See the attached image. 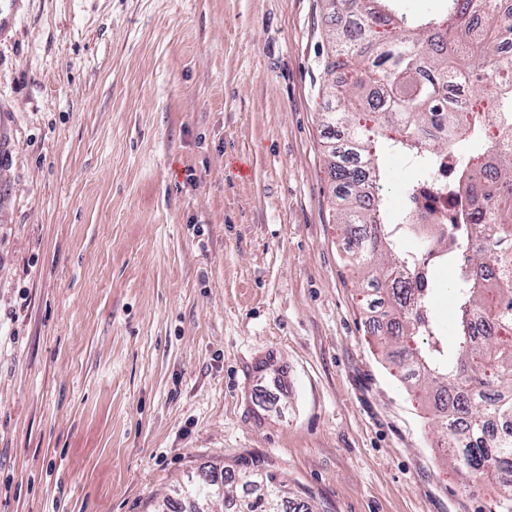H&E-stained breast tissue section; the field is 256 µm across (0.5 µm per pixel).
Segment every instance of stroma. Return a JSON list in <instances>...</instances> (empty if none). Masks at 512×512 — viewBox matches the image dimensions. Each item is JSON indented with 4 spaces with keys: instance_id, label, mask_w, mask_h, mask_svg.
I'll return each mask as SVG.
<instances>
[{
    "instance_id": "obj_1",
    "label": "stroma",
    "mask_w": 512,
    "mask_h": 512,
    "mask_svg": "<svg viewBox=\"0 0 512 512\" xmlns=\"http://www.w3.org/2000/svg\"><path fill=\"white\" fill-rule=\"evenodd\" d=\"M324 28L321 0H25L0 39V512H152L251 458L316 512H494L368 331Z\"/></svg>"
}]
</instances>
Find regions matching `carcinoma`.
<instances>
[{
    "label": "carcinoma",
    "instance_id": "obj_1",
    "mask_svg": "<svg viewBox=\"0 0 512 512\" xmlns=\"http://www.w3.org/2000/svg\"><path fill=\"white\" fill-rule=\"evenodd\" d=\"M331 17L352 4L354 21L330 28V104L324 125L336 224L356 243L348 263L389 301L379 341L411 388L436 397L430 424L448 467L477 489L494 481L497 512H512V0H443L413 16L401 0H322ZM500 61L497 94L478 103L480 61ZM470 152L448 180V222L426 224L424 186L448 147ZM413 159L407 205L390 211L366 193L380 157ZM418 247L405 250L401 241ZM435 265L454 269L448 324L434 314ZM201 471L181 489L189 509L165 500L155 512H207L221 498L237 512H311L257 461Z\"/></svg>",
    "mask_w": 512,
    "mask_h": 512
}]
</instances>
